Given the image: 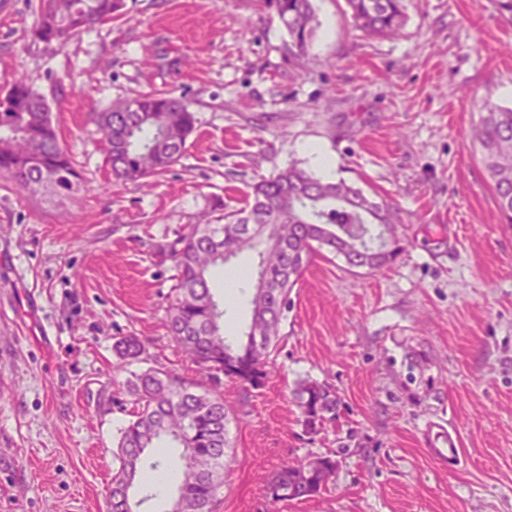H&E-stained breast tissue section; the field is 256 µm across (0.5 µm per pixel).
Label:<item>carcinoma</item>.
<instances>
[{
	"instance_id": "cac0c4a2",
	"label": "carcinoma",
	"mask_w": 512,
	"mask_h": 512,
	"mask_svg": "<svg viewBox=\"0 0 512 512\" xmlns=\"http://www.w3.org/2000/svg\"><path fill=\"white\" fill-rule=\"evenodd\" d=\"M303 54L319 26L312 0H268ZM358 29L389 38L400 34L406 0H346ZM124 0H39L35 36L46 44H65L120 15ZM105 138L107 163L116 181L151 179L167 172L185 152L196 117L185 96L169 91L140 93L93 116ZM484 171L500 212L512 224V107L482 102L476 128ZM13 172L16 183L33 193L63 196L76 186L77 173L60 143L46 98L23 77L0 91V175ZM269 224L277 240L264 247L248 231L250 223ZM344 257L351 267L380 270L402 251L391 207L356 187L325 181L297 164L252 185L245 206L224 213L215 224H190L159 252L174 262L177 284L167 316L171 339L186 351L197 373L218 382L224 376L245 388L268 383L290 293L321 249ZM249 250L258 254L257 283L249 299L245 339L224 335L225 310L215 299L211 269ZM122 359L145 351L135 336L115 343ZM202 384L148 369L129 382L132 419L121 429L106 512H139L155 497L153 478L177 467L181 512H216L228 447L224 399ZM306 432L336 419L339 399L326 383L301 380L293 391ZM170 443L182 449L178 461L148 456L149 448ZM321 468L302 484L293 476L307 457L282 464L267 486L268 503L303 500L328 490L336 459L316 455ZM141 496L135 497L134 488Z\"/></svg>"
}]
</instances>
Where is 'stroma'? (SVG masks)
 Segmentation results:
<instances>
[{
  "instance_id": "35a3bbf8",
  "label": "stroma",
  "mask_w": 512,
  "mask_h": 512,
  "mask_svg": "<svg viewBox=\"0 0 512 512\" xmlns=\"http://www.w3.org/2000/svg\"><path fill=\"white\" fill-rule=\"evenodd\" d=\"M125 2L58 47L31 36L38 0H0V90L23 77L45 96L81 175L63 197L0 176V512H105L128 380L193 374L165 327L176 270L159 245L293 163L388 202L404 250L379 272L320 252L267 385L222 381L218 512H266L274 471L310 452L335 457L334 484L281 512H512V224L471 137L480 100L512 106V16L411 0L401 37L380 39L346 0H313L300 56L266 0ZM153 88L186 96L196 130L154 186L113 184L92 116ZM257 261L211 272L225 335L246 331ZM123 336L144 340L139 360L118 359ZM301 380L340 399L314 434ZM441 427L457 442L445 465L428 441Z\"/></svg>"
}]
</instances>
